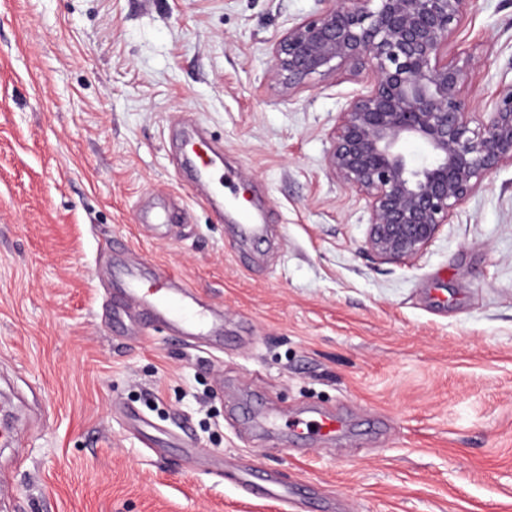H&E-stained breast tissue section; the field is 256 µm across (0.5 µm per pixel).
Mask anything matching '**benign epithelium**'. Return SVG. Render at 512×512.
<instances>
[{
    "mask_svg": "<svg viewBox=\"0 0 512 512\" xmlns=\"http://www.w3.org/2000/svg\"><path fill=\"white\" fill-rule=\"evenodd\" d=\"M324 2L275 42L271 77L298 90L346 67L365 75L367 91L336 116L326 166L367 199L368 251L412 263L489 175L512 164V83L470 128L471 72L450 49L470 0ZM411 138L428 149L420 165L401 151Z\"/></svg>",
    "mask_w": 512,
    "mask_h": 512,
    "instance_id": "obj_1",
    "label": "benign epithelium"
}]
</instances>
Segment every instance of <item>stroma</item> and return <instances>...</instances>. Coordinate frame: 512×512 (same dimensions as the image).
Listing matches in <instances>:
<instances>
[{
  "label": "stroma",
  "mask_w": 512,
  "mask_h": 512,
  "mask_svg": "<svg viewBox=\"0 0 512 512\" xmlns=\"http://www.w3.org/2000/svg\"><path fill=\"white\" fill-rule=\"evenodd\" d=\"M323 0H0V512H512V165L415 262L366 249L367 201L325 165L350 68L299 90L273 44ZM487 111L512 82V0L453 40ZM190 116L262 202L239 242L185 185ZM179 198L165 229L144 210ZM187 282L224 319L207 348L136 312L115 265ZM336 440L296 437L308 410ZM238 224L237 228L242 238L251 240H260L267 229V224H259L252 211H243L237 213ZM238 486L246 493L261 495L263 498H271L281 501L287 508L293 497L288 492H281L270 484L267 477L258 474L257 470L243 472L238 478Z\"/></svg>",
  "instance_id": "1"
}]
</instances>
